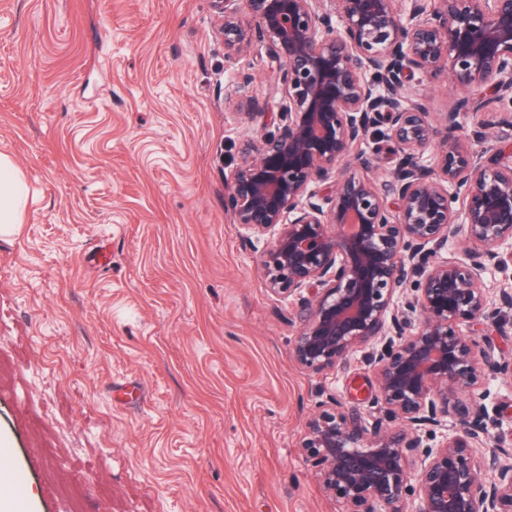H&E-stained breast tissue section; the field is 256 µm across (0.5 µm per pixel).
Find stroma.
Here are the masks:
<instances>
[{"label": "stroma", "instance_id": "1", "mask_svg": "<svg viewBox=\"0 0 512 512\" xmlns=\"http://www.w3.org/2000/svg\"><path fill=\"white\" fill-rule=\"evenodd\" d=\"M212 0H0V156L31 195L0 236V448L26 512H344L300 442L363 353L299 365L224 205L281 93ZM250 77L265 110L231 116Z\"/></svg>", "mask_w": 512, "mask_h": 512}]
</instances>
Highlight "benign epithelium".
<instances>
[{
  "instance_id": "7a95c632",
  "label": "benign epithelium",
  "mask_w": 512,
  "mask_h": 512,
  "mask_svg": "<svg viewBox=\"0 0 512 512\" xmlns=\"http://www.w3.org/2000/svg\"><path fill=\"white\" fill-rule=\"evenodd\" d=\"M215 0L233 57L266 45L278 123L243 148L226 202L266 286L298 299L293 354L316 372L358 351L375 377L369 421L330 396L301 447L345 512H512V438L489 376L512 377L485 329L512 308L487 277L512 267V0ZM462 96L436 117L415 74ZM392 147L385 179L363 149ZM434 149V164L422 161ZM311 296H304V291ZM480 393L473 394V391Z\"/></svg>"
}]
</instances>
